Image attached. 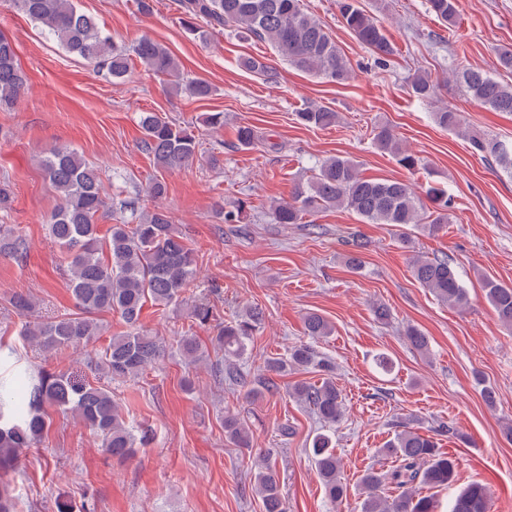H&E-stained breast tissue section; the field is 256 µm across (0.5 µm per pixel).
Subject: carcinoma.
Masks as SVG:
<instances>
[{
    "mask_svg": "<svg viewBox=\"0 0 512 512\" xmlns=\"http://www.w3.org/2000/svg\"><path fill=\"white\" fill-rule=\"evenodd\" d=\"M185 22L202 19L211 26H234L270 44L280 57L299 70L324 76L337 83L349 79L348 61L333 41L324 24L308 13L302 0H178ZM29 19L43 25L69 53L106 68L114 79L125 77L131 59L112 36L99 29L95 20L77 11L74 0H7ZM428 11L452 29L456 24V0H427ZM343 25L364 46L387 62L394 48L379 19L366 12L359 0H336ZM133 53L155 75L179 74L175 57L163 44L144 36ZM466 95L494 112L512 114V85L502 84L483 71L460 67L453 72ZM27 76L20 67L12 42L0 34V108L13 106L25 91ZM417 98L430 100L437 85L424 75L411 82ZM185 90L198 99L213 93L205 80L195 79ZM296 120L308 127H327L336 123L337 113L323 106H308L295 113ZM437 125L469 138L475 153L495 161L498 168L512 177V142L468 132L463 116L448 107L433 113ZM141 148L153 156L161 172L190 166L197 157L198 140L193 131L177 125L155 112L141 118ZM258 135L250 125L237 130L241 148L255 145ZM375 141L380 149L392 154L406 169L413 170L419 160L400 148L392 130L377 127ZM46 178L57 191L60 204L47 218L49 233L65 250L70 290L75 310L53 320L32 319L34 299L23 293L11 296L9 304L20 318V335L27 343L46 353L83 351L101 335L97 315L115 312L128 330L112 337L95 361L97 370L112 380L131 379L143 374L164 355L157 337L140 326L146 303L159 306L185 303L184 293L194 287L197 268L192 249L175 227L169 213L156 205L163 197L165 183L156 178L144 189L146 205L131 217L113 224L104 237L98 222L112 212V203L102 193L98 172L66 146L50 148L42 160ZM347 208L367 224H389L403 242L409 241L410 228L435 234L451 223V202L441 189L421 188L411 182L363 177L349 158L323 159L308 179L294 182L289 200L275 201L271 217L276 224H299L303 213L322 208ZM346 255L349 268L362 267L366 243L356 239ZM24 241L14 227L0 224V255H23ZM414 278L437 300L452 308L464 309L469 292L448 255L418 256L412 263ZM482 288L498 322L512 328V285L485 279ZM192 318L201 325L213 324L210 343L220 354V362L210 366L213 381L246 386L249 372L241 360L247 341L261 324L263 312L251 307L225 322L215 320L213 307L199 303L190 307ZM305 333L313 338L332 334V324L318 313L304 320ZM182 356L192 364L205 362L208 349L194 336L179 339ZM315 365L327 373L319 383L297 381L281 387L278 379L288 372ZM266 376L261 387L246 392L253 401L268 393L286 390L297 403L308 407L319 419L323 430L312 439L309 457L315 465L331 501L347 497L348 488L341 481V459L333 441L336 425L345 416L344 397L336 386L330 364L315 360L306 344L295 346L285 357L271 358L264 365ZM70 414L101 438L103 450L112 457L130 458L137 449L149 445L154 435L126 418L112 391L85 380L75 381L60 373L40 371L35 375L17 371L8 382L0 381V512H18L14 485L4 475L18 468L20 453L37 448L51 426L46 408ZM224 434L239 448L250 446L249 432L235 414L224 416ZM382 453L394 458L387 470L370 468L363 474L366 498L362 512H436L432 497L422 496L418 487L439 488L454 481L456 459L442 454L430 437L405 428L388 441ZM254 489L263 502L264 512H287L278 476L270 463V454L262 455L254 466ZM489 491L479 483L460 490L452 512H488Z\"/></svg>",
    "mask_w": 512,
    "mask_h": 512,
    "instance_id": "carcinoma-1",
    "label": "carcinoma"
}]
</instances>
